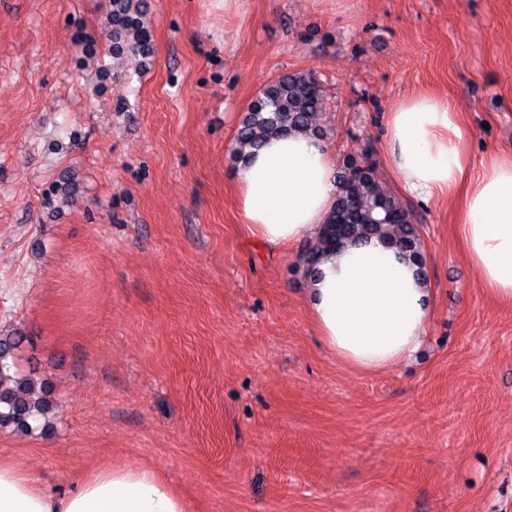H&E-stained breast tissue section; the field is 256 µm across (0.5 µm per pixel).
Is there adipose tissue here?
<instances>
[{
    "instance_id": "1",
    "label": "adipose tissue",
    "mask_w": 512,
    "mask_h": 512,
    "mask_svg": "<svg viewBox=\"0 0 512 512\" xmlns=\"http://www.w3.org/2000/svg\"><path fill=\"white\" fill-rule=\"evenodd\" d=\"M389 164L403 188L423 198L461 194L462 248L488 293L512 301V158L476 178L460 149L447 99L418 94L390 107ZM243 223L271 248L298 242L322 223L338 193L328 146L305 134L268 139L234 176ZM430 293L408 257L376 239L349 243L322 260L308 306L337 358L366 372L413 356ZM0 512H186L184 500L145 466H105L59 493L0 455Z\"/></svg>"
}]
</instances>
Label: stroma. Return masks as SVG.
Segmentation results:
<instances>
[{"label": "stroma", "instance_id": "obj_1", "mask_svg": "<svg viewBox=\"0 0 512 512\" xmlns=\"http://www.w3.org/2000/svg\"><path fill=\"white\" fill-rule=\"evenodd\" d=\"M109 9L0 0V327L58 398L0 452L58 492L146 466L188 512H512V303L460 247V197L404 191L385 136L393 103L430 93L471 174L512 156V0H144L150 50L122 60ZM292 71L323 89L336 166L369 159L416 216L431 304L398 365L340 361L305 242L242 222L236 129Z\"/></svg>", "mask_w": 512, "mask_h": 512}]
</instances>
